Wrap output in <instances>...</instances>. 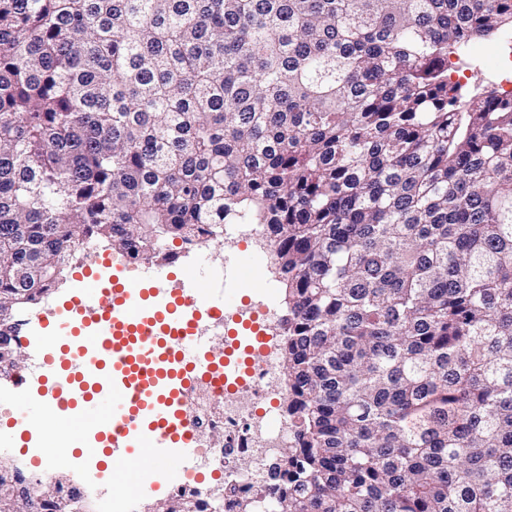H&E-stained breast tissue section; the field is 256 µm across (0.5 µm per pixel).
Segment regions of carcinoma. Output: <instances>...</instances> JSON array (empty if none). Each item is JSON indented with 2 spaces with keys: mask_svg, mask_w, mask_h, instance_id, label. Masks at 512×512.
Here are the masks:
<instances>
[{
  "mask_svg": "<svg viewBox=\"0 0 512 512\" xmlns=\"http://www.w3.org/2000/svg\"><path fill=\"white\" fill-rule=\"evenodd\" d=\"M512 0H0V312L104 241L260 224L285 285L267 512H512ZM0 496L39 512L52 496Z\"/></svg>",
  "mask_w": 512,
  "mask_h": 512,
  "instance_id": "carcinoma-1",
  "label": "carcinoma"
}]
</instances>
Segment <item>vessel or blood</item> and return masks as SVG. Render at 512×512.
Segmentation results:
<instances>
[{
	"mask_svg": "<svg viewBox=\"0 0 512 512\" xmlns=\"http://www.w3.org/2000/svg\"><path fill=\"white\" fill-rule=\"evenodd\" d=\"M136 277H114L104 286V270L92 272L65 310L50 314L57 336L46 352L53 383H66L68 414L90 422L107 438L115 465L113 483H120L136 460L128 448L148 449L156 461L179 453L183 462L194 455L182 420L184 398L200 367L203 344L194 321L198 308L223 316L224 304L209 300L205 288H172L153 306H144ZM107 388L91 389L101 372Z\"/></svg>",
	"mask_w": 512,
	"mask_h": 512,
	"instance_id": "1",
	"label": "vessel or blood"
}]
</instances>
